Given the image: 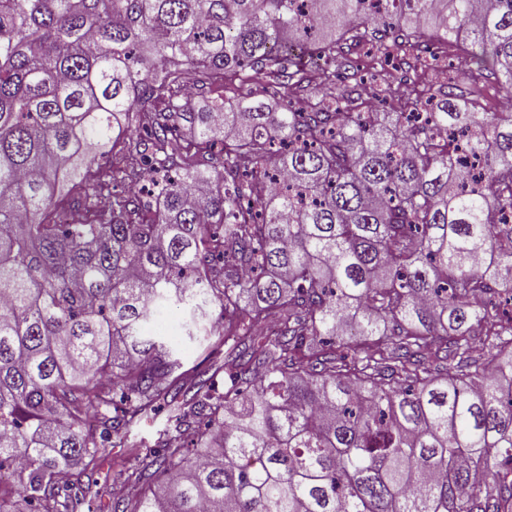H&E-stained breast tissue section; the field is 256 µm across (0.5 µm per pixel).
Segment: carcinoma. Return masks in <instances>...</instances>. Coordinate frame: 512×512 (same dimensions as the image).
Instances as JSON below:
<instances>
[{"mask_svg": "<svg viewBox=\"0 0 512 512\" xmlns=\"http://www.w3.org/2000/svg\"><path fill=\"white\" fill-rule=\"evenodd\" d=\"M296 2L0 0V512H81L104 448L151 458L112 512H512V0ZM367 38L466 45L468 95L351 111ZM242 68L321 97L186 109Z\"/></svg>", "mask_w": 512, "mask_h": 512, "instance_id": "obj_1", "label": "carcinoma"}]
</instances>
